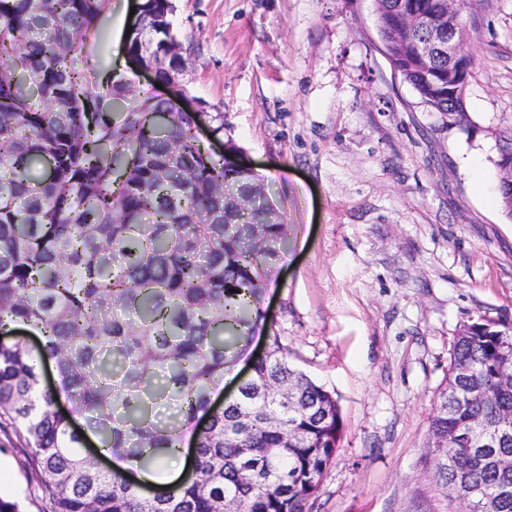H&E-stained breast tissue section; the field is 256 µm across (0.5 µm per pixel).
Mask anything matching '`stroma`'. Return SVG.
Returning a JSON list of instances; mask_svg holds the SVG:
<instances>
[{"label":"stroma","instance_id":"stroma-1","mask_svg":"<svg viewBox=\"0 0 512 512\" xmlns=\"http://www.w3.org/2000/svg\"><path fill=\"white\" fill-rule=\"evenodd\" d=\"M141 0H109L102 41L129 99L155 92L129 55ZM183 103L215 153L238 149L288 226L261 299L288 360L336 399L341 433L310 512H451L428 456L452 341L487 315L512 322V220L493 132L512 125V0H467L474 126L448 125L395 77L373 0H174ZM221 134H214L216 126ZM0 497L51 512L32 450L0 426Z\"/></svg>","mask_w":512,"mask_h":512}]
</instances>
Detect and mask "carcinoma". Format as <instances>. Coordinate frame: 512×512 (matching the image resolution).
<instances>
[{
	"label": "carcinoma",
	"mask_w": 512,
	"mask_h": 512,
	"mask_svg": "<svg viewBox=\"0 0 512 512\" xmlns=\"http://www.w3.org/2000/svg\"><path fill=\"white\" fill-rule=\"evenodd\" d=\"M104 0H0V418L32 450L52 512H308L340 439L336 399L288 362L275 325L268 354L241 394L198 414L224 382L260 315L261 296L285 247L286 225L240 210L258 193L235 147L215 155L198 139L197 115L153 95L116 108L130 83L91 86L80 68ZM161 0H143L128 52L150 44L157 76L180 75ZM25 326L31 347L14 336ZM54 361L58 390L42 385ZM167 377L163 387L158 375ZM483 398L452 402L453 393ZM82 427L56 410L57 392ZM162 400L180 418L154 421ZM512 330L480 316L456 336L446 385L430 417L433 478L476 497L475 512H512ZM456 432L455 466L437 439ZM146 473L192 438L196 481L147 500L118 472L87 464L88 436Z\"/></svg>",
	"instance_id": "cac0c4a2"
}]
</instances>
